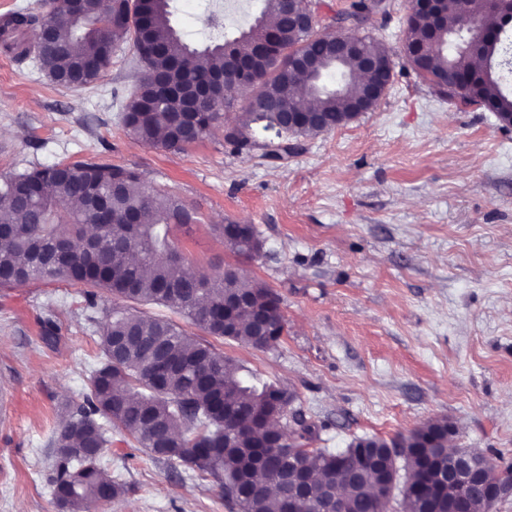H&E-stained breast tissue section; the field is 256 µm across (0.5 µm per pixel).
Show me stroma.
I'll list each match as a JSON object with an SVG mask.
<instances>
[{
    "label": "stroma",
    "mask_w": 512,
    "mask_h": 512,
    "mask_svg": "<svg viewBox=\"0 0 512 512\" xmlns=\"http://www.w3.org/2000/svg\"><path fill=\"white\" fill-rule=\"evenodd\" d=\"M366 28L390 51L379 105L295 141L288 159L237 151L222 130L182 152L132 139L122 106L136 51L121 43L97 88L54 85L0 51V175L96 160L163 185L196 221L173 235L195 269L238 267L279 294V344L216 338L217 352L292 390L315 425L309 448L406 437L445 418L449 445L512 465V127L440 96L403 59L410 0H382ZM175 28L201 45L217 0H171ZM254 225L264 248L236 257L213 227ZM82 288L0 289V512H58L49 441L61 402L79 406L99 361ZM57 324L55 343L42 323ZM128 492L96 512H240L210 478L157 461L131 438L104 458Z\"/></svg>",
    "instance_id": "1"
}]
</instances>
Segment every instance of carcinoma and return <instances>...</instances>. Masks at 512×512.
<instances>
[{"instance_id": "carcinoma-1", "label": "carcinoma", "mask_w": 512, "mask_h": 512, "mask_svg": "<svg viewBox=\"0 0 512 512\" xmlns=\"http://www.w3.org/2000/svg\"><path fill=\"white\" fill-rule=\"evenodd\" d=\"M484 14V26H508L485 0H470ZM450 17L437 25L431 14L411 10L403 55L416 74L440 93L465 106L477 105L498 117L512 115V95L502 92L491 73L474 64L462 50L469 20L460 0H442ZM366 0L338 22L353 25L367 18ZM140 19L108 25L109 16L129 11V0H84L73 14L61 5L38 3L35 12H16L0 25V43L20 62L32 59L57 86L77 82L95 85L112 65V50L133 42L143 70L122 107L121 125L144 144L183 151L202 140L224 112L242 97L246 101L227 143L239 150L252 144L254 127L273 130L278 113L272 105L293 103L302 111L326 115L328 128L304 127L278 138L280 159L292 142L332 131L351 121L349 106L364 97L371 84L388 91L391 69L379 66L358 79L361 55L388 53L370 35L360 49L341 60L328 53V42L305 35L281 18L283 0H264L261 14L245 29L222 34L223 15L211 13L208 25L219 36L202 47L185 42L172 22L170 0H142ZM275 18L269 23V18ZM43 24L54 28L46 47L31 49L30 38ZM244 57L249 80L224 89V97L204 102L194 116L193 138L177 128L168 96L192 80L224 71L228 56ZM342 81L323 83L330 70ZM314 84L308 94L305 86ZM132 216L140 224H128ZM195 222L194 212L176 194L148 189L141 176L126 167L95 161L34 165L0 178V288L19 283L65 282L86 288L83 313L98 325L102 360L87 377L83 405L67 409L51 440L54 498L64 495L70 512L88 502L122 497L127 486L100 465L110 440L108 425L124 432L164 461H178L193 475L212 477L240 512H288L293 488L282 481L295 468L288 465L280 433L274 427L244 426L225 418L224 408L253 414L272 412L278 403H295L296 394L264 383L244 368L194 339L166 317H147L130 307H99L101 294L135 304L175 310L210 336L239 341L256 349L276 345L284 332L281 298L265 283L227 267L218 273L196 271L175 244L172 230ZM224 245L244 258L260 254L256 234H240L232 224H216ZM242 292L245 307L224 310V296ZM108 418L101 423L97 416ZM368 455L349 462L355 474L345 486V512H382L380 478L390 465L386 441L370 437ZM445 421L430 420L415 428L405 442L404 459L413 477L434 484L430 498H403L404 512H448L453 491L438 476L447 468ZM301 470L312 479V500L304 512H319V498L332 496L340 467L336 453L310 450Z\"/></svg>"}]
</instances>
